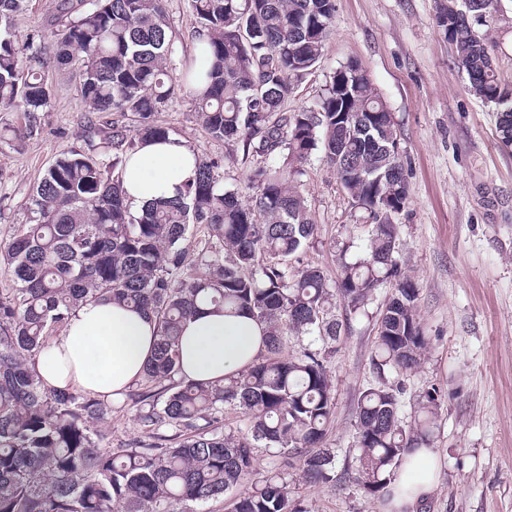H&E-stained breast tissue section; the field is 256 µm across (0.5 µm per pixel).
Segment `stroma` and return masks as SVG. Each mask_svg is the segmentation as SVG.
<instances>
[{"mask_svg":"<svg viewBox=\"0 0 512 512\" xmlns=\"http://www.w3.org/2000/svg\"><path fill=\"white\" fill-rule=\"evenodd\" d=\"M57 0H29L18 13V35L36 33L50 43ZM438 0H336L335 21L319 66L298 83L285 111L314 107L334 73L351 61L368 72L395 122L411 200L397 218L401 270L419 285L418 315L429 347L405 376L401 416L411 421L417 402L439 389V430L433 444L438 483L420 512H512V145L497 132L493 106L469 91L454 51L437 24ZM173 61L194 60L197 23L189 0H167ZM496 70L512 82V0L481 28ZM45 74L51 98L40 136L0 141V240L26 223L25 202L48 166L71 148L90 149L98 137L70 67ZM172 136L203 159L221 161L224 185L241 200L260 156L241 145L212 139L195 116L189 91L160 113ZM300 190L317 226L296 266H315L336 281L342 261L365 248L368 227L321 155L303 166ZM351 242L346 257L335 245ZM392 291L377 288L365 313L337 307L342 337L327 357L334 417L324 447L334 452V480L314 486L283 455L257 449L256 465L285 478L290 499L307 512H386V496L365 492L356 410L360 393L374 384L371 357L380 308ZM113 402L102 424L113 446L145 439L134 396Z\"/></svg>","mask_w":512,"mask_h":512,"instance_id":"stroma-1","label":"stroma"}]
</instances>
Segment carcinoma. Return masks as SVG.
<instances>
[{"mask_svg": "<svg viewBox=\"0 0 512 512\" xmlns=\"http://www.w3.org/2000/svg\"><path fill=\"white\" fill-rule=\"evenodd\" d=\"M26 2L0 0V111L24 116L21 126H1L0 139L41 134L51 97L43 69L53 63L77 70L101 151L61 154L28 200V222L0 242L15 277V287L0 292V512H176L248 479L250 490L230 512H302L289 507L286 483L258 476L255 445L278 450L290 466L300 453L305 478L331 479L334 454L321 443L334 414L326 355L342 330L336 302L362 313L389 283L376 322L377 384L360 394L356 422L357 481L371 494L384 490L405 453L432 447L440 403L437 390L427 392L404 425L401 384L386 383L387 373L417 367L428 345L416 315L419 287L396 258V217L410 189L401 156L381 151L398 142L386 104L371 81L355 80L351 61L316 108L282 111L295 82L323 57L335 0H191L206 62L179 74L166 0H58L61 29L48 57L35 39L15 34ZM498 8L499 0H440L437 23L471 91L495 105L508 146L512 86L475 29L492 23ZM184 87L212 138L265 157L248 177L250 201L224 188L219 162L198 157L178 197L135 214L116 169L137 144L170 136L158 115ZM315 151L370 228L361 258L346 261L351 245L340 246L333 288L321 270L289 266L317 229L298 180ZM195 226L207 239L193 255ZM97 299L144 310L160 328L146 391L137 395L148 440L124 448L104 445L94 427L109 412L105 401L50 388L36 371L51 335ZM200 304L247 314L268 336L257 361L222 383L180 377V335ZM292 336L321 346L290 354ZM226 406L247 416L251 437L224 433Z\"/></svg>", "mask_w": 512, "mask_h": 512, "instance_id": "obj_1", "label": "carcinoma"}]
</instances>
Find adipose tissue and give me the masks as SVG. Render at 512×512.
<instances>
[{
	"instance_id": "1",
	"label": "adipose tissue",
	"mask_w": 512,
	"mask_h": 512,
	"mask_svg": "<svg viewBox=\"0 0 512 512\" xmlns=\"http://www.w3.org/2000/svg\"><path fill=\"white\" fill-rule=\"evenodd\" d=\"M195 158L187 143L171 137L150 140L128 155L124 188L134 209L171 197L193 177ZM155 319L109 300L82 304L41 352L37 370L58 389L119 400L139 382L153 355ZM261 325L247 315H227L211 306L187 320L179 343L183 377L190 382L223 381L249 366L263 348ZM436 479L434 456L419 448L405 456L390 487L387 512H415Z\"/></svg>"
}]
</instances>
